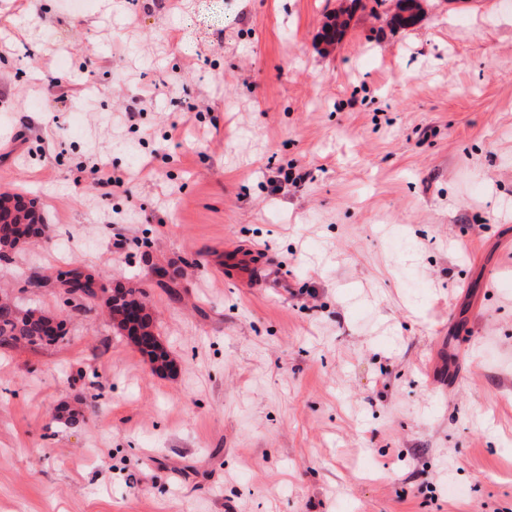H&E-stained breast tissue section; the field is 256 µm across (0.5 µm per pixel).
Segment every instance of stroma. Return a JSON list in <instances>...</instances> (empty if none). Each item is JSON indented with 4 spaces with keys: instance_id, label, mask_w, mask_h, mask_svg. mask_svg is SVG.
Listing matches in <instances>:
<instances>
[{
    "instance_id": "35a3bbf8",
    "label": "stroma",
    "mask_w": 512,
    "mask_h": 512,
    "mask_svg": "<svg viewBox=\"0 0 512 512\" xmlns=\"http://www.w3.org/2000/svg\"><path fill=\"white\" fill-rule=\"evenodd\" d=\"M343 4L0 0V191L52 228L0 287L140 282L177 362L92 313L0 349V512H512V11L321 51Z\"/></svg>"
}]
</instances>
